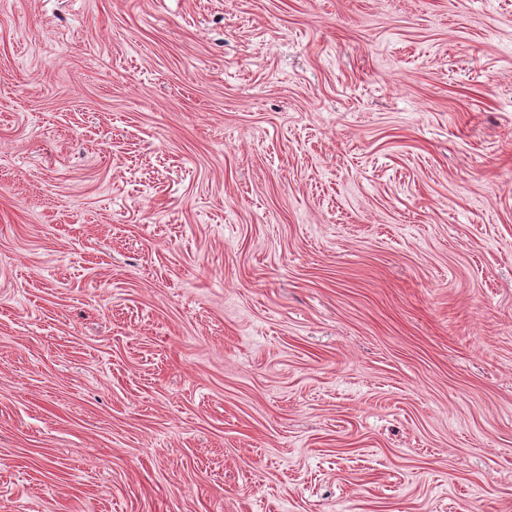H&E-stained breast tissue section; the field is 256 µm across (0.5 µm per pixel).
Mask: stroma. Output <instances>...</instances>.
<instances>
[{"instance_id":"35a3bbf8","label":"stroma","mask_w":512,"mask_h":512,"mask_svg":"<svg viewBox=\"0 0 512 512\" xmlns=\"http://www.w3.org/2000/svg\"><path fill=\"white\" fill-rule=\"evenodd\" d=\"M0 512H512V0H0Z\"/></svg>"}]
</instances>
